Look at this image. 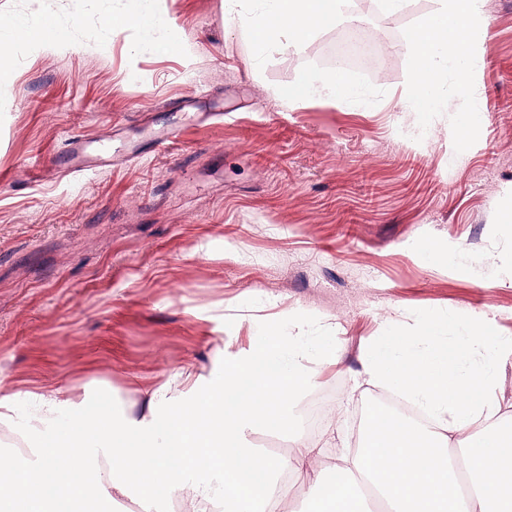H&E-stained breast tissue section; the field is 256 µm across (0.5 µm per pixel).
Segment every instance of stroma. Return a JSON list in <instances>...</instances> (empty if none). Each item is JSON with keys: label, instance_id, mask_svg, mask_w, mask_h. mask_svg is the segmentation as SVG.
Here are the masks:
<instances>
[{"label": "stroma", "instance_id": "35a3bbf8", "mask_svg": "<svg viewBox=\"0 0 512 512\" xmlns=\"http://www.w3.org/2000/svg\"><path fill=\"white\" fill-rule=\"evenodd\" d=\"M135 0H0V15L55 21L71 49L22 48L0 64V453L38 459L40 433L17 448L26 392H75L141 414L142 392L178 369L211 379L257 336L287 341L298 318L327 337L335 360L310 354L313 384L332 388L317 437L332 463L350 453L352 409L374 387L365 353L391 329L465 311L489 319L491 344L512 338V0H484L487 38L470 98L467 141L449 112L403 104L408 31L437 0H347L304 52L261 67L226 0H167L162 36L191 57L113 32ZM352 23L386 52L380 68L347 67L359 100L277 99L308 71L335 69ZM171 131L167 154L81 176L67 171L74 137L120 146ZM424 129L428 139L413 137Z\"/></svg>", "mask_w": 512, "mask_h": 512}]
</instances>
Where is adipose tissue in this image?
Returning <instances> with one entry per match:
<instances>
[{"label": "adipose tissue", "instance_id": "1", "mask_svg": "<svg viewBox=\"0 0 512 512\" xmlns=\"http://www.w3.org/2000/svg\"><path fill=\"white\" fill-rule=\"evenodd\" d=\"M238 27L248 36L255 64L275 49L303 51L323 27L335 23L344 0H251ZM484 0H440L439 8L410 33L416 48L405 106L412 112H450L451 134L474 129L460 104L474 73L476 45L488 22ZM356 87L338 74L300 76L280 94L287 104L308 98L354 99ZM463 334L442 340L445 322L425 319L419 334L388 333L364 357L371 382L403 394L432 420L424 429L376 409L360 448L342 457L319 488L310 512H364L358 477L372 485L386 512H512V417L496 395L512 341L486 354V324L462 313ZM314 337L297 333L287 343L258 338L247 353L225 363L208 384L194 383L184 400L169 386L145 392L140 417L90 409L56 391L32 393L29 419L55 431L39 445L38 467L20 469L0 454V505L7 512H81L82 503L110 485L154 503L160 490L197 512L222 485L219 512H270L284 472L318 465L323 451L297 438L291 456L273 457L247 443L264 422L290 431L294 405L311 379L306 359ZM107 451L108 482H101L90 451Z\"/></svg>", "mask_w": 512, "mask_h": 512}]
</instances>
